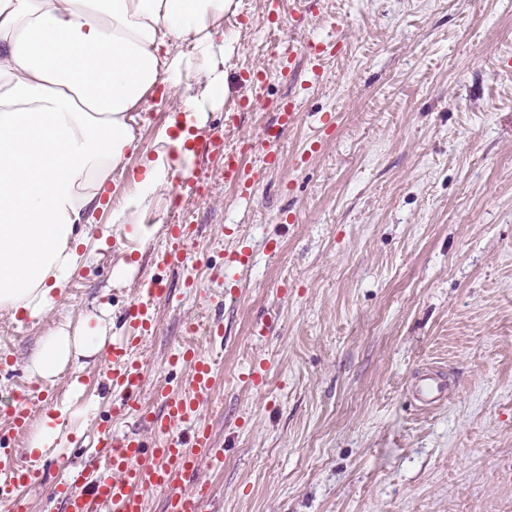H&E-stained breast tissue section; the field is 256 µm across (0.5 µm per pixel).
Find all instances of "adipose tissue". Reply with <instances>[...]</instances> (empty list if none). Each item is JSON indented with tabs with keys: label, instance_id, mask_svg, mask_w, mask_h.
<instances>
[{
	"label": "adipose tissue",
	"instance_id": "adipose-tissue-1",
	"mask_svg": "<svg viewBox=\"0 0 512 512\" xmlns=\"http://www.w3.org/2000/svg\"><path fill=\"white\" fill-rule=\"evenodd\" d=\"M236 0H0V314L37 318L88 262L90 231L113 172L139 142L157 85L182 95L140 161L134 190L110 214L135 224L190 163L209 110L230 92L225 14ZM205 78L190 91L191 75ZM106 309L40 340L28 363L50 380L98 353Z\"/></svg>",
	"mask_w": 512,
	"mask_h": 512
}]
</instances>
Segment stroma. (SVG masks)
Wrapping results in <instances>:
<instances>
[{
  "mask_svg": "<svg viewBox=\"0 0 512 512\" xmlns=\"http://www.w3.org/2000/svg\"><path fill=\"white\" fill-rule=\"evenodd\" d=\"M237 2L224 19L231 92L206 130L239 147L296 98L282 165L242 198L219 161L199 159L204 193L177 208L162 196L146 244L109 236L51 313L0 316V401L25 383L34 417L67 403L69 440L40 464L51 483L82 468L78 438L112 422L103 354L52 381L26 365L42 336L102 304L121 335L157 276L171 299L138 351L146 406L178 392L187 370L169 358L187 328L223 327V343L199 342L217 363L203 414L224 448L222 466L201 468L204 512H512V0ZM334 37L317 81L301 62L275 76L282 43ZM248 69L271 71L264 100L227 126ZM180 219L194 238L170 237ZM241 236L251 260L226 271ZM172 250L183 264H163ZM122 259L135 267L118 272ZM253 366L258 387L243 377ZM430 366L456 383L424 409L408 387Z\"/></svg>",
  "mask_w": 512,
  "mask_h": 512,
  "instance_id": "35a3bbf8",
  "label": "stroma"
}]
</instances>
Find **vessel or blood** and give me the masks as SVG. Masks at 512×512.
Masks as SVG:
<instances>
[{
    "label": "vessel or blood",
    "mask_w": 512,
    "mask_h": 512,
    "mask_svg": "<svg viewBox=\"0 0 512 512\" xmlns=\"http://www.w3.org/2000/svg\"><path fill=\"white\" fill-rule=\"evenodd\" d=\"M268 81L262 70L243 72L241 85L244 107L261 100ZM301 120L298 103L286 98L277 105L274 118L259 139L247 141L245 149H230L222 134L216 133L199 147L201 154L219 159L225 185L245 196L258 190L263 170L247 168L244 152L260 154L263 169L278 168L281 163L279 144L284 134ZM145 300L133 303L124 335L114 337L105 351L107 377L112 389V419L136 420L149 428L155 437L153 448H146L139 434H123L111 426L98 428L93 436L95 454L91 463L66 472L54 484L50 502L56 512H147V493L163 495L164 512H201L212 488L200 477L203 461L217 466L224 461V451L203 417V404L215 378L216 364L204 356L195 337H188L173 356L190 371L183 389L176 395L162 394L160 411L147 410L141 400L146 370L134 352L156 323V308L169 302L170 291L162 281L150 279L145 284ZM447 376L435 369H424L414 378V398L426 406L437 405L446 392ZM6 411L8 430L13 435L26 432L31 418L30 390L20 387L11 394ZM44 471L12 457L0 460V512H28L26 491L40 487Z\"/></svg>",
    "instance_id": "vessel-or-blood-1"
}]
</instances>
